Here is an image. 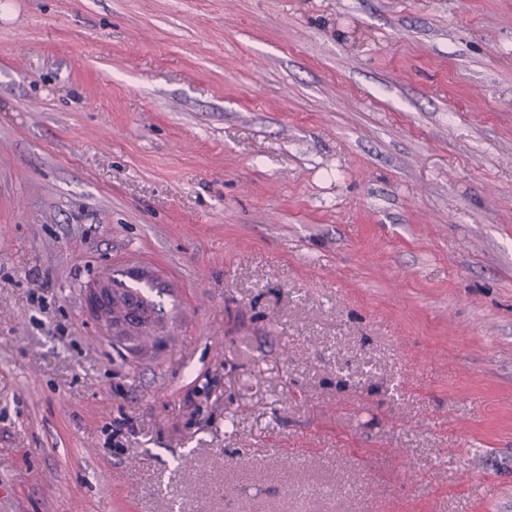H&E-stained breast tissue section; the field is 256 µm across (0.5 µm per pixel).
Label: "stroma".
<instances>
[{
    "label": "stroma",
    "instance_id": "stroma-1",
    "mask_svg": "<svg viewBox=\"0 0 512 512\" xmlns=\"http://www.w3.org/2000/svg\"><path fill=\"white\" fill-rule=\"evenodd\" d=\"M0 512H512V0H0ZM121 277L128 278L131 282L136 284H141V286H133L130 282H126L124 279H119L118 277H112V293L115 298L119 300H136L138 302L144 312L147 314V319L149 323L152 322L156 324L158 322V317L156 316V308L153 300L144 293L141 288H147L146 290L152 292L156 291L157 294L165 292L168 288L167 284L160 280L158 277L147 276L145 278H133L130 275L129 271L120 273ZM147 326L146 315L131 302L112 305V334L123 332L142 333Z\"/></svg>",
    "mask_w": 512,
    "mask_h": 512
}]
</instances>
